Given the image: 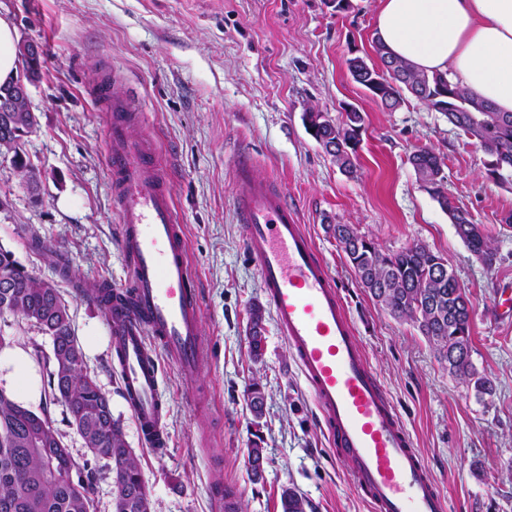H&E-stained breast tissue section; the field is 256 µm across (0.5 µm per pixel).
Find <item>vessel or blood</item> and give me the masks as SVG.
Wrapping results in <instances>:
<instances>
[{"mask_svg": "<svg viewBox=\"0 0 512 512\" xmlns=\"http://www.w3.org/2000/svg\"><path fill=\"white\" fill-rule=\"evenodd\" d=\"M107 103L109 150L120 248L130 265L128 287L112 291L110 333L127 406L146 446H170L167 402L156 349H163L200 398L196 377L206 354L200 331L198 274L154 141L129 138L126 100ZM235 200L249 228L246 246L259 271L274 321L321 410L338 457L352 468L374 512H446L427 466L412 446L384 389L358 345L336 280L316 254L281 185L251 175L239 160Z\"/></svg>", "mask_w": 512, "mask_h": 512, "instance_id": "b4317fda", "label": "vessel or blood"}]
</instances>
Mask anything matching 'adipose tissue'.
I'll return each instance as SVG.
<instances>
[{
  "instance_id": "1",
  "label": "adipose tissue",
  "mask_w": 512,
  "mask_h": 512,
  "mask_svg": "<svg viewBox=\"0 0 512 512\" xmlns=\"http://www.w3.org/2000/svg\"><path fill=\"white\" fill-rule=\"evenodd\" d=\"M375 35L390 55L512 112V0H380ZM35 379L24 350H0L1 388L34 401Z\"/></svg>"
}]
</instances>
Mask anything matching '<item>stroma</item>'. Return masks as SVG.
<instances>
[{
    "instance_id": "obj_1",
    "label": "stroma",
    "mask_w": 512,
    "mask_h": 512,
    "mask_svg": "<svg viewBox=\"0 0 512 512\" xmlns=\"http://www.w3.org/2000/svg\"><path fill=\"white\" fill-rule=\"evenodd\" d=\"M0 0L18 39L41 52L29 87L36 130L22 150L40 176L31 194L9 160L0 159V247L36 278L54 281L69 306L84 364L110 401L138 460L151 512H224L213 492H237L235 512H281L282 488H296L307 512H373L322 427L320 411L294 356L265 318L261 359L248 343L249 310L266 305L245 246L248 228L235 208L239 157L253 174L277 181L336 278L368 363L385 389L449 512H512V319L498 313L512 291V184L486 174L476 140L412 95L385 109L352 77L348 61H376L378 0ZM108 83L136 116L129 132L156 141L197 265L201 333L208 359L197 377L210 411H194L187 384L158 352L171 444L145 446L125 402L112 357L110 318L76 285L129 284L112 200L103 105L92 91ZM364 116L357 171L342 172L307 131L303 115ZM421 148L443 161L452 204L479 224L497 252L486 267L458 237L447 212L420 183L409 160ZM354 225L383 252L421 242L458 276L472 306L471 361L493 383L449 373L416 324L399 320L364 291L326 222ZM46 249L32 252L31 234ZM70 261L58 276L52 250ZM0 340L23 348L38 375L34 412H48L73 456L88 451L47 387L52 340L18 316H0ZM259 382L262 417L246 390ZM261 439L265 464L253 479L247 448Z\"/></svg>"
}]
</instances>
